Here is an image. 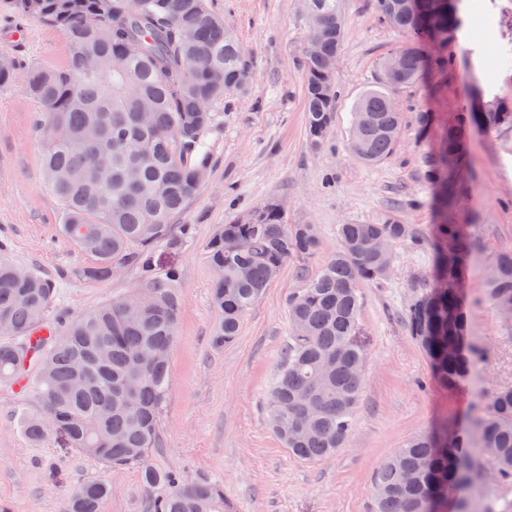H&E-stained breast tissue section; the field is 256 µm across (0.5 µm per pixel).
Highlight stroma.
<instances>
[{"mask_svg": "<svg viewBox=\"0 0 512 512\" xmlns=\"http://www.w3.org/2000/svg\"><path fill=\"white\" fill-rule=\"evenodd\" d=\"M346 38L336 84V123L318 149L305 129L300 49L309 31L303 0H207L237 36L251 78L241 92L217 101L206 136L210 163L196 195L175 224L189 232L181 248L158 245L161 266L182 273L183 307L169 358L163 410V445L152 456L162 469L193 480L218 479L236 512H370L369 488L378 463L412 437L466 426L496 385L512 384V337L486 296L494 257L512 251V130L466 131L467 157L449 221L465 225L474 244L472 269L462 285L468 330L486 350L469 380L453 390L432 377L428 360L409 336L400 312L413 290L433 284L436 226L430 161L472 92L461 49L445 68L395 91L405 127L395 154L368 166L348 149L351 109L371 86L379 61L402 40L384 24L374 0H342ZM15 61L13 81L0 87V247L21 267L56 279L48 321L127 294L137 273L126 267L101 283L68 277L88 259L58 235L60 205L41 171V105L30 95L26 72L59 67L66 43L52 24L18 13L0 0V57ZM433 118L418 138L415 115ZM267 202L289 223L317 225L321 247L306 263L291 259L262 299L245 314L237 340L211 342L221 313L210 302L214 272L207 242ZM395 212L420 233L423 244L403 241L382 284L363 287L361 324L368 366L362 400L344 448L324 461L289 455L268 427L264 399L288 337L290 293L318 273L335 252L342 224L377 221ZM37 408L33 391L0 387V512H65L76 487L101 480L111 494L101 512H146L137 469H108L68 448L56 435L32 445L19 427L21 412Z\"/></svg>", "mask_w": 512, "mask_h": 512, "instance_id": "obj_1", "label": "stroma"}]
</instances>
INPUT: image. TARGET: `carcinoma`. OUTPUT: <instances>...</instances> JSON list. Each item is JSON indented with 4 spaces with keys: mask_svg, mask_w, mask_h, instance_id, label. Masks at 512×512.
Masks as SVG:
<instances>
[{
    "mask_svg": "<svg viewBox=\"0 0 512 512\" xmlns=\"http://www.w3.org/2000/svg\"><path fill=\"white\" fill-rule=\"evenodd\" d=\"M310 23L321 22L315 51H301L305 128L322 146L336 119L339 90L331 64L341 54L345 20L341 0H308ZM24 16L49 22L63 34L66 63L26 73L42 105V165L47 189L62 206L59 232L90 259L72 270L89 283L112 277V267L137 271L136 288L109 303L64 314L41 346L28 374L38 409L21 428L34 445L57 424L67 445L112 469L139 471L146 512H232L218 479L193 481L154 468L162 447L159 420L166 399L171 347L182 311L181 272L158 267L155 248L181 244L173 219L198 190L197 172L208 167L205 136L215 123L212 104L241 90L249 71L234 33L211 14L206 0H14ZM382 20L403 41L378 66L376 80L352 107L349 144L363 163L388 160L404 129L403 113L389 109L396 89L412 85L435 64L468 25L465 0H376ZM499 26L512 30V10L488 0ZM400 60L398 78L388 59ZM484 66L483 49L465 47L470 76ZM150 122L139 120L143 102ZM496 133L512 128V99L474 86V103L445 133L432 172L443 208L456 196L454 171L466 156L465 128ZM252 224L217 228L207 244L215 272L211 301L222 313L217 347L233 343L245 313L265 294L290 259L319 250L314 224H289L280 206L266 203ZM444 246L436 257L438 286L414 291L401 317L430 363L437 382L456 388L485 359L469 336L458 283L473 243L463 225L443 222ZM338 247L318 274L287 299L289 333L265 402L267 421L293 456L322 461L336 453L354 426L367 352L361 332V289L384 281L394 250L372 254L365 242L383 237L396 245L420 243L409 224L389 211L370 224H341ZM249 237L254 247L238 249ZM57 288L41 273L23 269L0 253V385L16 383L26 341L44 325ZM487 296L512 332V253L491 263ZM456 484L454 508L440 498ZM512 384L500 385L471 416L468 426L440 442L424 434L396 449L377 467L370 495L374 512H512ZM111 488L85 481L67 512H100Z\"/></svg>",
    "mask_w": 512,
    "mask_h": 512,
    "instance_id": "1",
    "label": "carcinoma"
}]
</instances>
